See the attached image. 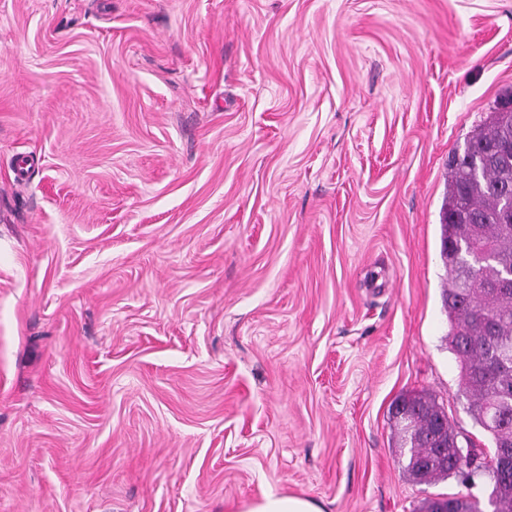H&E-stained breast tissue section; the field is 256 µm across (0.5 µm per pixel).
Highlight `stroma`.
<instances>
[{
  "label": "stroma",
  "instance_id": "obj_1",
  "mask_svg": "<svg viewBox=\"0 0 512 512\" xmlns=\"http://www.w3.org/2000/svg\"><path fill=\"white\" fill-rule=\"evenodd\" d=\"M511 97L512 0H0V512H486L390 406L488 446L440 216ZM232 512H323L311 498L288 493H268L260 500L244 501ZM422 512H480L468 497L427 498L422 502Z\"/></svg>",
  "mask_w": 512,
  "mask_h": 512
}]
</instances>
